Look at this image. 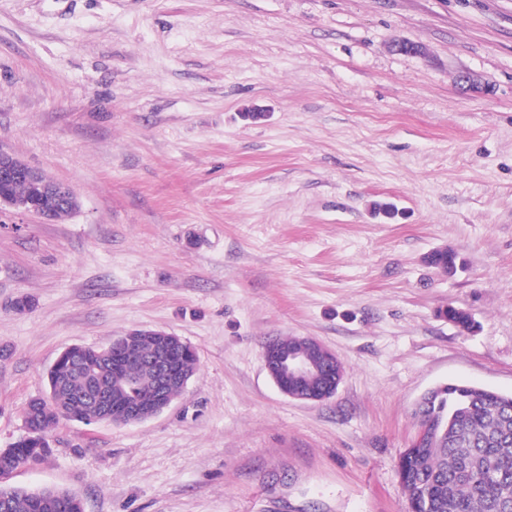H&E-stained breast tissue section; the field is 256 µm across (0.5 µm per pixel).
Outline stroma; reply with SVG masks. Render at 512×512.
Returning a JSON list of instances; mask_svg holds the SVG:
<instances>
[{
	"mask_svg": "<svg viewBox=\"0 0 512 512\" xmlns=\"http://www.w3.org/2000/svg\"><path fill=\"white\" fill-rule=\"evenodd\" d=\"M0 149L81 201L0 216V448L71 346L164 330L199 356L150 420L60 421L13 487L409 512L421 395L512 393V0H0ZM287 336L343 363L328 401L267 374Z\"/></svg>",
	"mask_w": 512,
	"mask_h": 512,
	"instance_id": "35a3bbf8",
	"label": "stroma"
}]
</instances>
